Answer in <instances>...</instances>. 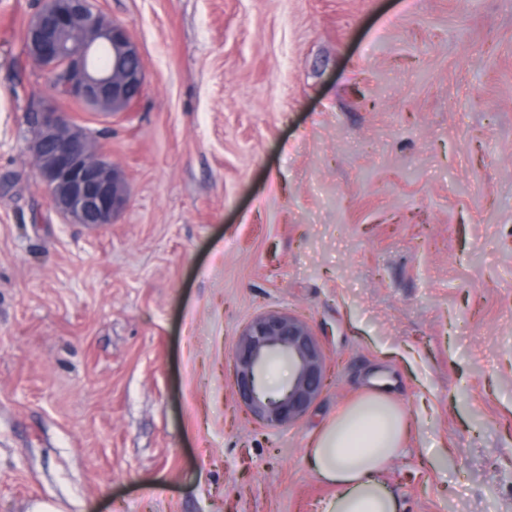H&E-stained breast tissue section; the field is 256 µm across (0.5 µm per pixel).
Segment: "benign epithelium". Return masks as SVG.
Returning <instances> with one entry per match:
<instances>
[{
    "instance_id": "7a95c632",
    "label": "benign epithelium",
    "mask_w": 512,
    "mask_h": 512,
    "mask_svg": "<svg viewBox=\"0 0 512 512\" xmlns=\"http://www.w3.org/2000/svg\"><path fill=\"white\" fill-rule=\"evenodd\" d=\"M24 49L48 75L63 77L67 98L103 114L132 110L143 93L144 65L129 26L107 19L93 0H44L27 23ZM57 99L27 114L37 176L65 223L105 227L126 205L124 179L96 149L94 133L75 123ZM277 357L288 360L291 378L271 396L263 390V374ZM231 361L237 402L273 426L300 419L327 380L326 356L311 328L284 312L248 323Z\"/></svg>"
}]
</instances>
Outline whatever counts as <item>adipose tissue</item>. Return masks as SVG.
I'll use <instances>...</instances> for the list:
<instances>
[{
	"label": "adipose tissue",
	"mask_w": 512,
	"mask_h": 512,
	"mask_svg": "<svg viewBox=\"0 0 512 512\" xmlns=\"http://www.w3.org/2000/svg\"><path fill=\"white\" fill-rule=\"evenodd\" d=\"M408 433L405 410L383 390L364 394L331 419L307 453L312 472L334 489L323 512H402L385 475Z\"/></svg>",
	"instance_id": "1"
}]
</instances>
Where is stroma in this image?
Segmentation results:
<instances>
[{"instance_id": "35a3bbf8", "label": "stroma", "mask_w": 512, "mask_h": 512, "mask_svg": "<svg viewBox=\"0 0 512 512\" xmlns=\"http://www.w3.org/2000/svg\"><path fill=\"white\" fill-rule=\"evenodd\" d=\"M129 25L101 131L128 204L63 223L26 114L39 0H0V512H318L311 440L381 382L404 512H512V0H95ZM270 310L326 387L270 427L232 349Z\"/></svg>"}]
</instances>
